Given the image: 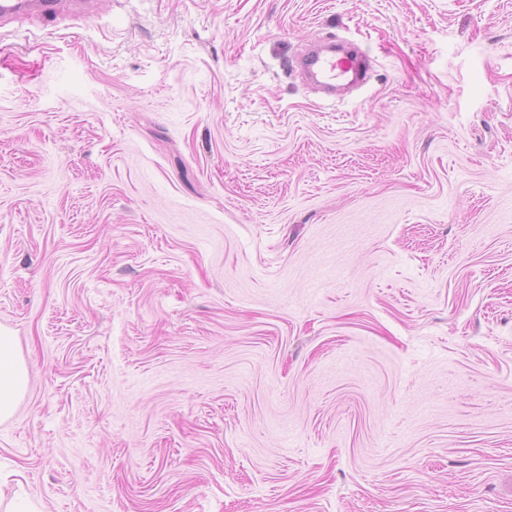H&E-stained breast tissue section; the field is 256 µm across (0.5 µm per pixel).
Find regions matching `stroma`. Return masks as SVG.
I'll return each instance as SVG.
<instances>
[{
	"label": "stroma",
	"mask_w": 512,
	"mask_h": 512,
	"mask_svg": "<svg viewBox=\"0 0 512 512\" xmlns=\"http://www.w3.org/2000/svg\"><path fill=\"white\" fill-rule=\"evenodd\" d=\"M1 328L29 512H512V0L0 26ZM300 66L311 80L328 90L353 81L358 74L354 58L336 53L333 46L306 51L300 57ZM26 386V368L18 357L13 337L0 330V420L14 413Z\"/></svg>",
	"instance_id": "1"
}]
</instances>
